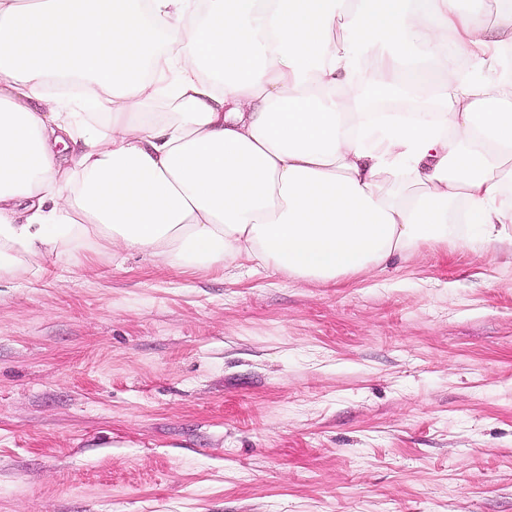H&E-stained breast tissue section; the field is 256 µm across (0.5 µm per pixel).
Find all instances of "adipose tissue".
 Instances as JSON below:
<instances>
[{
  "label": "adipose tissue",
  "instance_id": "1",
  "mask_svg": "<svg viewBox=\"0 0 512 512\" xmlns=\"http://www.w3.org/2000/svg\"><path fill=\"white\" fill-rule=\"evenodd\" d=\"M497 5L492 27L485 0H0V275L120 248L329 283L512 244ZM426 83L415 112L360 98Z\"/></svg>",
  "mask_w": 512,
  "mask_h": 512
}]
</instances>
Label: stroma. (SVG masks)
I'll use <instances>...</instances> for the list:
<instances>
[{"label":"stroma","mask_w":512,"mask_h":512,"mask_svg":"<svg viewBox=\"0 0 512 512\" xmlns=\"http://www.w3.org/2000/svg\"><path fill=\"white\" fill-rule=\"evenodd\" d=\"M0 512H512V247L0 277Z\"/></svg>","instance_id":"1"}]
</instances>
